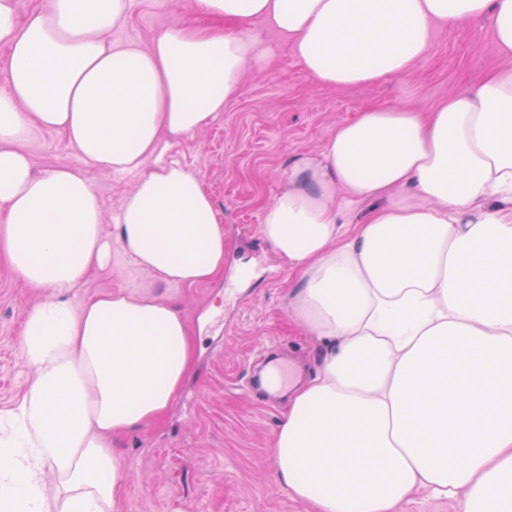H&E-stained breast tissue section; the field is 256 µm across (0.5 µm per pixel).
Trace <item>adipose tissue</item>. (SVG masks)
I'll use <instances>...</instances> for the list:
<instances>
[{
	"mask_svg": "<svg viewBox=\"0 0 512 512\" xmlns=\"http://www.w3.org/2000/svg\"><path fill=\"white\" fill-rule=\"evenodd\" d=\"M132 0H0V254L29 286L30 373L0 412V512H119L118 437L159 421L193 369L176 299L224 274L199 173L164 156L268 63L282 34L314 82L410 75L436 27L491 17L505 60L428 111L371 106L297 158L260 233L298 279L288 314L328 341L274 434L275 479L315 512H395L416 490L512 512V0H190L195 24L111 40ZM64 136L134 175L104 235L90 183L35 172L23 142ZM368 205L362 222L347 214ZM122 284L73 303L108 264ZM467 349L455 364L448 344ZM28 449L27 464L16 450Z\"/></svg>",
	"mask_w": 512,
	"mask_h": 512,
	"instance_id": "1",
	"label": "adipose tissue"
}]
</instances>
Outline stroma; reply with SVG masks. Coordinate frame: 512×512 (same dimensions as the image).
Wrapping results in <instances>:
<instances>
[{"instance_id": "35a3bbf8", "label": "stroma", "mask_w": 512, "mask_h": 512, "mask_svg": "<svg viewBox=\"0 0 512 512\" xmlns=\"http://www.w3.org/2000/svg\"><path fill=\"white\" fill-rule=\"evenodd\" d=\"M190 18L187 0H133L112 36L145 48ZM253 32L270 49V63L247 71L242 93L221 114L165 150L197 170L215 202L224 225V275L182 289L177 299L195 344L194 368L165 417L118 440L127 472L121 512H312L274 475L272 440L288 391H258L250 383L273 353L291 367L294 382H303L323 349L288 314L295 278L259 233L262 210L287 182L293 161L319 153L336 126L362 109L428 110L503 61L486 17L460 31L436 29L409 76L340 90L312 82L287 40L266 23ZM26 147L37 172L68 166L85 176L105 216L134 185L133 177L87 167L59 134H30ZM44 296L0 258V410L25 389L22 316Z\"/></svg>"}]
</instances>
